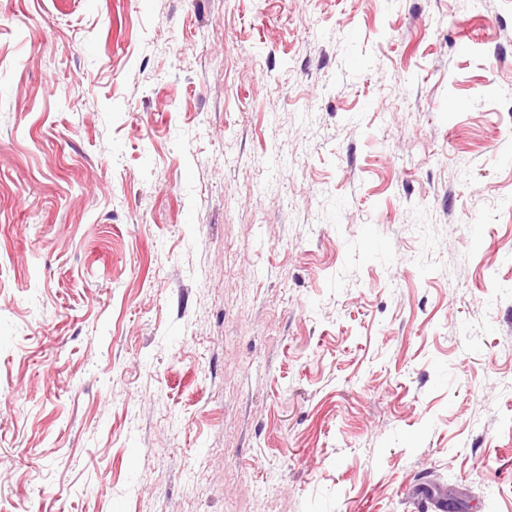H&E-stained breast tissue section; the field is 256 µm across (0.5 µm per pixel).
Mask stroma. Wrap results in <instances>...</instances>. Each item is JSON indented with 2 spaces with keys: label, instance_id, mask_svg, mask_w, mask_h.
I'll return each instance as SVG.
<instances>
[{
  "label": "stroma",
  "instance_id": "1",
  "mask_svg": "<svg viewBox=\"0 0 512 512\" xmlns=\"http://www.w3.org/2000/svg\"><path fill=\"white\" fill-rule=\"evenodd\" d=\"M512 512V0H0V512Z\"/></svg>",
  "mask_w": 512,
  "mask_h": 512
}]
</instances>
